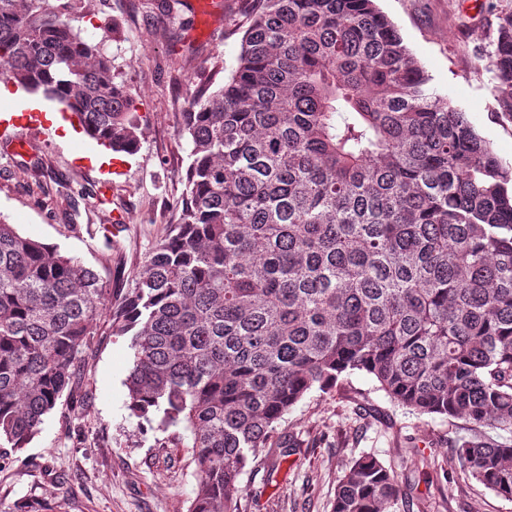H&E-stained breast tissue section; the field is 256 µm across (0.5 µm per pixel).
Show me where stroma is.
Segmentation results:
<instances>
[{
  "label": "stroma",
  "mask_w": 512,
  "mask_h": 512,
  "mask_svg": "<svg viewBox=\"0 0 512 512\" xmlns=\"http://www.w3.org/2000/svg\"><path fill=\"white\" fill-rule=\"evenodd\" d=\"M152 0H73L68 19L104 43L114 77L140 118L137 152L118 164L77 165L102 153L84 132L41 128L24 147L0 140V217L128 288L153 245L186 200L190 151L177 117L201 72L219 88L240 52L242 30L229 26L241 0L196 15L188 0L172 13ZM430 77V87L466 112L476 131L512 166V117L496 111L488 54L496 14L512 0H375ZM130 339L96 328L82 356L81 384L63 395L21 452L0 450V512H187L196 485L178 429L162 432L127 407ZM294 445L273 479L256 463L239 478L241 512H332L336 478L361 454H375L408 475L395 512H512V501L461 477L446 479L451 448L469 438L462 419L417 416L355 373L329 393L314 391L279 422Z\"/></svg>",
  "instance_id": "obj_1"
}]
</instances>
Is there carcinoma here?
Masks as SVG:
<instances>
[{
	"mask_svg": "<svg viewBox=\"0 0 512 512\" xmlns=\"http://www.w3.org/2000/svg\"><path fill=\"white\" fill-rule=\"evenodd\" d=\"M236 65L178 117L187 201L126 289L0 220V447L21 450L79 378L94 326L130 337L128 408L180 428L188 512H239L278 423L361 372L418 415L475 435L449 463L512 500V168L429 76L374 0H244ZM512 114V10L489 55ZM112 58L52 0H0V79L134 152ZM407 477L363 454L333 512H394Z\"/></svg>",
	"mask_w": 512,
	"mask_h": 512,
	"instance_id": "carcinoma-1",
	"label": "carcinoma"
}]
</instances>
